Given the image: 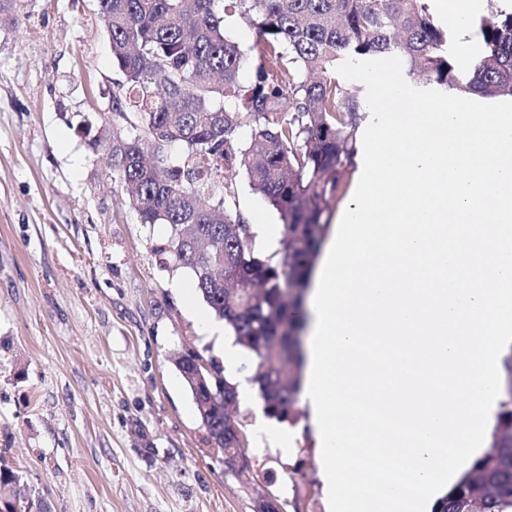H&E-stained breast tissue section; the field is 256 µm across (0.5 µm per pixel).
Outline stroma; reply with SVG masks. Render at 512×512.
<instances>
[{"mask_svg":"<svg viewBox=\"0 0 512 512\" xmlns=\"http://www.w3.org/2000/svg\"><path fill=\"white\" fill-rule=\"evenodd\" d=\"M0 24V462L48 512H252L253 489L204 441L173 352H223L156 265L163 224L139 223L84 124L112 112L97 0H12ZM260 402L239 403L264 488L325 512L309 408L284 450H262Z\"/></svg>","mask_w":512,"mask_h":512,"instance_id":"obj_1","label":"stroma"}]
</instances>
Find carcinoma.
<instances>
[{
  "label": "carcinoma",
  "mask_w": 512,
  "mask_h": 512,
  "mask_svg": "<svg viewBox=\"0 0 512 512\" xmlns=\"http://www.w3.org/2000/svg\"><path fill=\"white\" fill-rule=\"evenodd\" d=\"M431 0H98L124 81L112 111L133 133L100 127L92 149L112 143V182L126 189L142 224H165L159 266L185 271L203 302L251 355L264 414L293 422L300 391L304 288L325 236L322 222L352 158L360 89L335 67L347 58L398 56L414 79L484 97L512 95V7L480 19L482 53L466 78L449 54L450 31ZM238 16L256 30L243 51L224 34ZM258 61L242 83L246 57ZM250 128L244 144L241 127ZM180 146L178 155L172 154ZM282 221L280 259L256 250L233 208L238 176ZM210 370L194 377L196 361ZM227 472L252 470L249 440L229 414L236 386L214 358H174ZM500 411L484 455L436 512H512V351L502 359ZM18 474L0 466V512H15Z\"/></svg>",
  "instance_id": "carcinoma-1"
}]
</instances>
